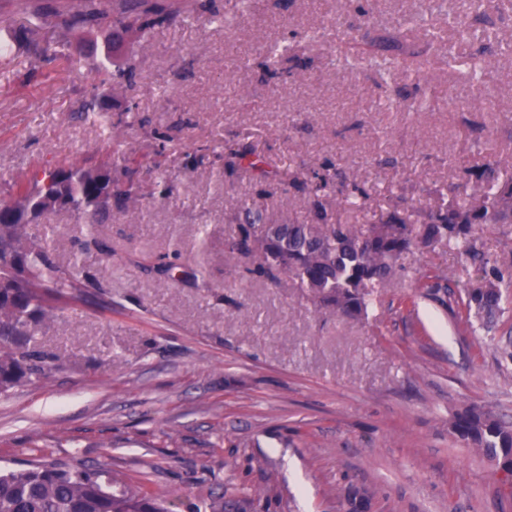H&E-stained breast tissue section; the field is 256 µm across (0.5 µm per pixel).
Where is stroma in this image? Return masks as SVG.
<instances>
[{"mask_svg": "<svg viewBox=\"0 0 512 512\" xmlns=\"http://www.w3.org/2000/svg\"><path fill=\"white\" fill-rule=\"evenodd\" d=\"M420 8L374 0L362 17L349 0H264L231 28L198 13L113 53L105 36L49 24L44 38L83 64L0 73V197L18 173L116 148L136 160L142 186L159 160L178 189L100 225L111 261L87 258L95 288L36 335L58 369L0 395V467L45 456L109 470L177 501V512L218 493L239 512H349L356 490L371 494V512H512L496 466L448 435L471 404L512 419L502 357L512 310L475 333L417 288L431 271L467 284L469 261L441 246L413 250L368 316L351 320L289 277L274 285L224 258L240 201L267 224L309 220L291 175L336 171L366 190L378 219L433 206L468 170L512 154V56L483 55L492 101L447 97L454 34L440 14L430 19L440 42L404 26ZM321 25L322 40L296 43L277 75L266 72L259 46ZM386 39L398 59L390 90L415 111L373 104L380 77L369 61ZM130 65L134 81L113 84L100 117L76 119L99 68ZM132 103L140 122L129 126ZM176 249L174 281L139 259Z\"/></svg>", "mask_w": 512, "mask_h": 512, "instance_id": "obj_1", "label": "stroma"}]
</instances>
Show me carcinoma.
Returning <instances> with one entry per match:
<instances>
[{
  "label": "carcinoma",
  "mask_w": 512,
  "mask_h": 512,
  "mask_svg": "<svg viewBox=\"0 0 512 512\" xmlns=\"http://www.w3.org/2000/svg\"><path fill=\"white\" fill-rule=\"evenodd\" d=\"M34 25L49 21L64 29H108L109 44L117 49L124 34L142 37L186 13L206 10L201 0H13ZM445 12L455 41L475 37L459 12L447 11V0H426L424 12ZM471 78L457 93L490 99L495 88L477 65L469 63ZM133 70L102 73L82 116L101 107L102 91L115 80L130 81ZM501 161L486 164L476 175L480 190L454 189L426 212L417 207L393 210L379 222L363 214L366 192L354 184L338 191L336 204L344 205L353 219L328 222L329 196L335 177L326 170L300 181L306 186L318 221L314 224H263L240 197L242 221L231 229L224 244L227 259L242 263L258 255L262 262L246 268L250 275L273 284L278 274L291 275L318 304L336 308L341 315L360 319L385 282L400 268L403 256L414 247L448 246L477 265L476 278L455 293L438 273L421 284L429 294L442 291L456 318H476L486 330L496 328L500 316L512 308V269L479 252L473 245L476 230L498 224L502 235L512 234V182L499 184L491 173ZM131 157L114 152L100 164L58 163L21 176L0 199V393L39 378L58 367L56 357L40 350L34 336L38 328L57 317V302L80 299L95 286L85 271V255L112 259V247L97 235V225L156 198L169 199L174 186L167 169L160 170L154 188L141 192L134 179ZM68 209L82 225L72 240L73 263L62 267L53 259L51 225L40 235L29 226L48 214ZM448 434L495 462L512 467V422L476 405L456 414ZM0 512H172V504L139 483L136 488L112 490V473L57 461H37L25 468L0 473Z\"/></svg>",
  "instance_id": "obj_1"
}]
</instances>
